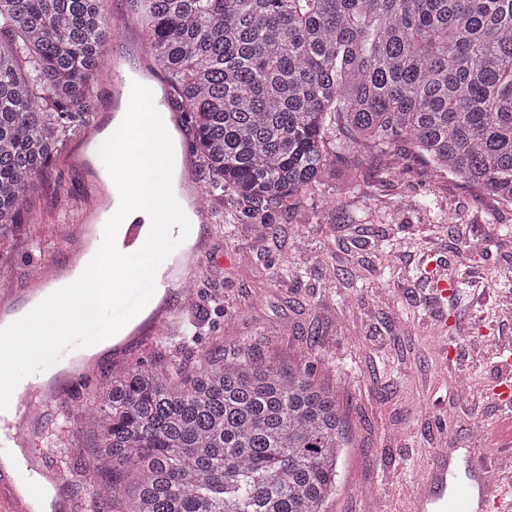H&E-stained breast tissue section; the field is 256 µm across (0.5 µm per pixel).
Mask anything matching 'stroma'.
I'll return each mask as SVG.
<instances>
[{"label": "stroma", "mask_w": 512, "mask_h": 512, "mask_svg": "<svg viewBox=\"0 0 512 512\" xmlns=\"http://www.w3.org/2000/svg\"><path fill=\"white\" fill-rule=\"evenodd\" d=\"M394 152L398 163L363 158L352 185L340 191L327 182L295 209L271 203L256 212L229 196L208 203L210 257L200 276L216 294L184 315L200 346L244 348L284 369L318 341L324 358L314 378L336 391L350 439L325 512H410L416 479L436 454L452 458V490L472 444L488 456L512 455V408L490 394L492 350L512 344V206L433 172L406 144ZM85 183L58 157L34 178L29 214L0 232V289L25 286L33 242H42V260H60ZM262 221L272 226L263 239ZM429 260L453 285L444 307L453 351L444 363L432 337ZM284 262L285 280L276 276ZM124 368L104 363L95 387L72 402L68 428L46 447L54 462L69 461L67 486L83 499L105 480L88 455V413L97 388ZM469 394L481 405L465 413L458 398Z\"/></svg>", "instance_id": "1"}]
</instances>
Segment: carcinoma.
<instances>
[{
  "instance_id": "carcinoma-1",
  "label": "carcinoma",
  "mask_w": 512,
  "mask_h": 512,
  "mask_svg": "<svg viewBox=\"0 0 512 512\" xmlns=\"http://www.w3.org/2000/svg\"><path fill=\"white\" fill-rule=\"evenodd\" d=\"M195 128L206 193L299 205L398 143L512 205V0H131ZM103 0H0V231L89 123ZM91 512H322L347 438L309 366L138 361L92 413Z\"/></svg>"
}]
</instances>
